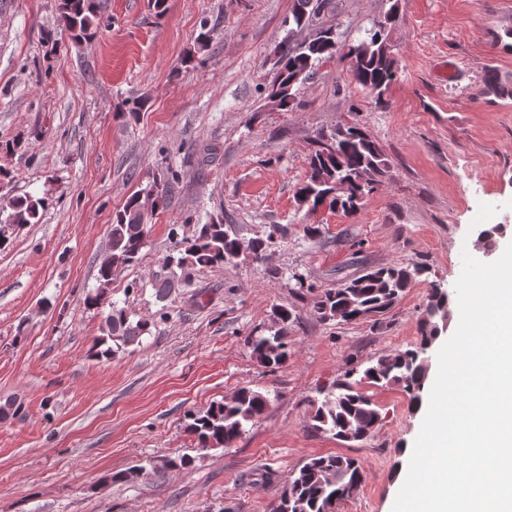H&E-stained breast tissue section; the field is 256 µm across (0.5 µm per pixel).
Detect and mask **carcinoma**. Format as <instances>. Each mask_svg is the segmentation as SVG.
I'll return each instance as SVG.
<instances>
[{
  "instance_id": "obj_1",
  "label": "carcinoma",
  "mask_w": 512,
  "mask_h": 512,
  "mask_svg": "<svg viewBox=\"0 0 512 512\" xmlns=\"http://www.w3.org/2000/svg\"><path fill=\"white\" fill-rule=\"evenodd\" d=\"M331 0H294L290 28L277 46L275 76L265 89L267 104L290 112L301 104L304 83L325 62L349 63L351 82L368 91L382 105L396 78V58L390 32L398 23V4H391L383 17L355 42L341 39L333 25L302 45L292 38L293 30L314 19ZM56 10L74 40H90L99 26V4L96 0H56ZM480 94L512 99V78L486 69ZM391 166L380 145L356 125L337 126L320 133L307 158V174L298 191V201L317 207L324 203L344 214L354 215L389 175ZM174 178L169 173L152 177L146 196L132 194L112 217L106 252L98 265L95 289L85 294L87 308L106 311L101 326L102 336L90 349L95 359H110L140 343L151 334L154 323L134 320L131 314L110 300L115 272L136 265L141 260L149 236V224L143 222L142 206L149 202L152 211L164 207ZM45 209V199L33 196L0 200V249L6 248L16 230L36 224ZM177 237L175 247L166 257L170 275L152 283L156 298L165 300L175 288L187 283L195 271L236 264L251 259L263 261L277 242L287 238V231L272 225L264 236L244 239L231 225L210 220L194 224L189 234L179 236L178 228L170 229ZM427 272L424 264H390L373 267L353 278L341 288H325L311 297L312 313L324 323L351 324L372 320L379 324ZM298 322L296 313L278 306L271 324L247 337L251 357L273 372L288 361L292 341L288 329ZM419 341L415 348L381 354L362 368L354 367L332 386L321 390L322 400L312 402L309 428L330 434L339 441L360 434L367 439L381 422V414L370 397L362 391L369 386H400L416 405L421 402L427 376L419 367L422 352L437 336L434 322L421 316ZM270 398L259 390L241 388L233 396L215 402L207 409L186 415L185 429L201 449L228 448L245 433L248 424L265 414ZM193 460L189 456L153 459L146 466H136L116 473L108 480L130 482L143 476L160 477L171 470H186ZM363 470L357 459L340 455L309 459L289 472L270 512H336L341 502L351 497L349 490L358 489Z\"/></svg>"
}]
</instances>
